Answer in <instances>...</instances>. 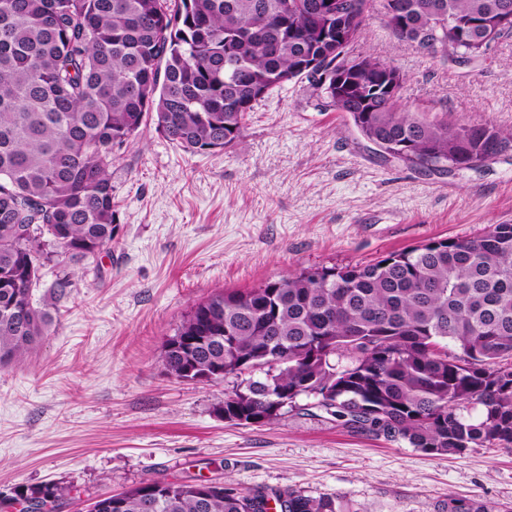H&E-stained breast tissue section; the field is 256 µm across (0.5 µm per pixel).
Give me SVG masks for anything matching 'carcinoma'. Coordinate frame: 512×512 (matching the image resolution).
Segmentation results:
<instances>
[{"label":"carcinoma","mask_w":512,"mask_h":512,"mask_svg":"<svg viewBox=\"0 0 512 512\" xmlns=\"http://www.w3.org/2000/svg\"><path fill=\"white\" fill-rule=\"evenodd\" d=\"M0 0V368L22 362L53 317L32 301L49 265L112 249L113 151L149 116L193 154L243 137L272 89L306 79L358 134L424 172L468 170L512 137L400 102L405 74L354 52L375 0ZM392 36L452 65L482 57L456 32L512 0H406ZM350 37L336 45V15ZM319 55L347 89L298 70ZM260 373L224 393V420L270 424L301 396L360 432L431 456L512 444V224L437 239L368 264L318 266L194 306L163 345L178 381ZM60 512L59 484L14 487ZM336 512L331 498L211 481L145 480L112 512ZM446 512H487L448 497Z\"/></svg>","instance_id":"1"}]
</instances>
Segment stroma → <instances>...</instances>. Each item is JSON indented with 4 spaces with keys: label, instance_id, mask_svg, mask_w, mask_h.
Wrapping results in <instances>:
<instances>
[{
    "label": "stroma",
    "instance_id": "35a3bbf8",
    "mask_svg": "<svg viewBox=\"0 0 512 512\" xmlns=\"http://www.w3.org/2000/svg\"><path fill=\"white\" fill-rule=\"evenodd\" d=\"M357 51L401 69L410 110L512 134V37L460 67L394 40L375 14ZM317 102L293 80L230 147L192 154L150 121L115 151L111 251L44 269L35 300L53 325L31 359L0 370V493L56 483L72 491L65 512H85L146 479L194 478L330 497L341 512H442L450 496L512 512V446L433 457L295 408L245 428L215 411L236 378L164 371L165 339L216 290L512 224V148L476 171L428 175L379 157ZM63 271L73 287L60 299Z\"/></svg>",
    "mask_w": 512,
    "mask_h": 512
}]
</instances>
